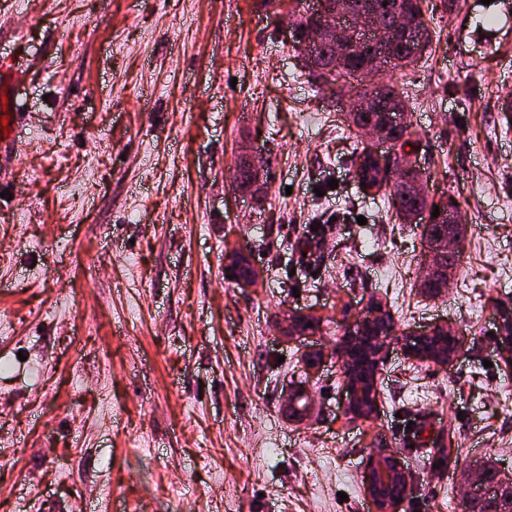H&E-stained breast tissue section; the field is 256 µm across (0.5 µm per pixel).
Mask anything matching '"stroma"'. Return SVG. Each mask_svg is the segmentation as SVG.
I'll use <instances>...</instances> for the list:
<instances>
[{
	"mask_svg": "<svg viewBox=\"0 0 512 512\" xmlns=\"http://www.w3.org/2000/svg\"><path fill=\"white\" fill-rule=\"evenodd\" d=\"M314 4L0 0V54L26 69L0 152V512H371L380 452L408 469L400 512H462L464 470L512 472L493 336L495 302L512 306V0H425L430 47L386 76L430 196L466 226L432 298L421 225L358 184L365 142L292 46L291 12ZM292 224L325 230L307 256ZM233 249L253 285L226 277ZM373 301L397 332L444 324L462 349L444 368L388 340L358 418L337 328ZM295 312L318 328L286 335Z\"/></svg>",
	"mask_w": 512,
	"mask_h": 512,
	"instance_id": "obj_1",
	"label": "stroma"
}]
</instances>
